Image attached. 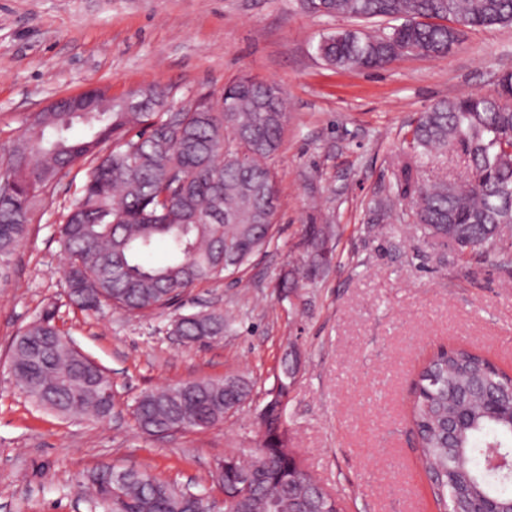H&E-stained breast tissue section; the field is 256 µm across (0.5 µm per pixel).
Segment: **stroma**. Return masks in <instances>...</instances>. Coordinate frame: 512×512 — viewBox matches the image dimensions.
<instances>
[{"instance_id": "35a3bbf8", "label": "stroma", "mask_w": 512, "mask_h": 512, "mask_svg": "<svg viewBox=\"0 0 512 512\" xmlns=\"http://www.w3.org/2000/svg\"><path fill=\"white\" fill-rule=\"evenodd\" d=\"M347 25L300 0H0V155L27 117L92 87L121 98L159 84L180 107L248 74L278 85L288 105L274 242L239 274L198 284L164 312L70 305L59 214L85 172L52 186L0 276V512H102L80 490L103 465L148 469L224 512L212 466L254 447L258 412L292 345L302 369L285 425L305 468L343 512H434L406 419L409 383L424 356L449 344L511 371L512 287L492 250L462 256L414 225L375 220L371 207L388 193L421 112L492 93L512 70V27L467 30L441 58L341 71L316 46ZM308 224L333 226L334 259L286 300L276 281L299 258ZM50 304L112 377L107 421L53 415L14 384L13 338ZM212 308L228 324L222 336L186 345L172 335L179 316ZM230 375L254 382L253 400L222 423L165 437L136 428L142 392Z\"/></svg>"}]
</instances>
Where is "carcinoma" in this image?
<instances>
[{
  "label": "carcinoma",
  "instance_id": "1",
  "mask_svg": "<svg viewBox=\"0 0 512 512\" xmlns=\"http://www.w3.org/2000/svg\"><path fill=\"white\" fill-rule=\"evenodd\" d=\"M321 16L392 25L339 29L316 48L338 70L383 68L405 54L439 58L460 43L463 29L512 26V0H301ZM151 97L123 112H39L24 121L0 169V261L28 235L33 207L58 179L88 164L80 196L61 211L59 244L68 257L67 296L82 311L103 304L129 314L163 310L200 283L241 270L272 239L278 207L274 160L288 119L273 84L239 77L194 112H167L168 88L150 85ZM77 123L89 137L73 139ZM407 160L393 189L408 201L375 205L379 219H412L424 235L451 241L462 254L495 247L512 226V73L494 93L443 99L420 114ZM462 152L466 174L427 180L424 169L443 152ZM330 225L305 226V252L281 275L288 297L300 282L324 272ZM159 242L167 257L152 263ZM500 246V245H498ZM496 262L512 272V247ZM49 308L12 342L17 386L37 406L70 418L112 415V378L75 350ZM185 343L224 335L218 310L176 322ZM295 360L277 376L279 391L265 404V428L248 455H231L217 481L228 512H342L293 452L278 426L280 398L292 383ZM252 383L240 376L169 384L141 394L133 410L149 431L204 429L224 420L232 403L247 399ZM408 420L418 437L436 512H512V378L467 347L431 354L412 381ZM505 463L492 467L495 453ZM104 467L90 480V496L104 512H201V493L167 483L146 470H125L121 496L112 497Z\"/></svg>",
  "mask_w": 512,
  "mask_h": 512
}]
</instances>
